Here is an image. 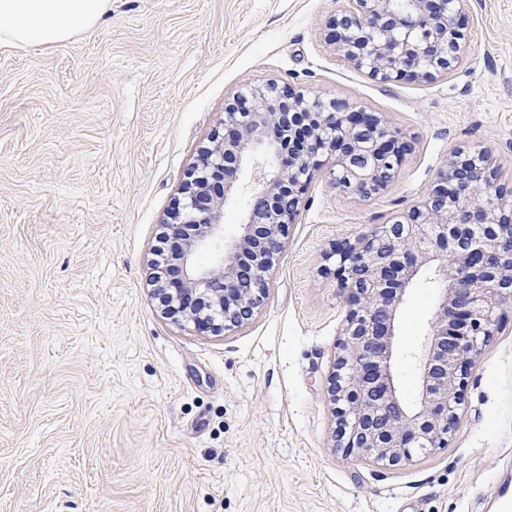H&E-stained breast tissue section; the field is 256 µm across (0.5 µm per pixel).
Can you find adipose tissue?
<instances>
[{"label":"adipose tissue","instance_id":"1","mask_svg":"<svg viewBox=\"0 0 512 512\" xmlns=\"http://www.w3.org/2000/svg\"><path fill=\"white\" fill-rule=\"evenodd\" d=\"M112 0H0V43L52 46L93 30Z\"/></svg>","mask_w":512,"mask_h":512}]
</instances>
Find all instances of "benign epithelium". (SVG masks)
<instances>
[{
	"label": "benign epithelium",
	"mask_w": 512,
	"mask_h": 512,
	"mask_svg": "<svg viewBox=\"0 0 512 512\" xmlns=\"http://www.w3.org/2000/svg\"><path fill=\"white\" fill-rule=\"evenodd\" d=\"M410 4L398 13L390 0H350L336 22V52L385 82L448 73L464 38V0ZM404 151L401 132L344 99L311 97L275 80L241 89L224 107V134L211 137L162 223L169 247L157 249L150 277L162 311L214 333L242 326L264 300L314 158L331 156L334 187L369 200L397 178ZM246 167L260 179L226 242L224 206L244 191ZM221 241L218 264L202 263V252ZM327 259L349 302L327 390L335 446L387 465L446 447L469 366L512 303V202L495 168L485 155L459 153L423 201ZM425 269L440 288L430 333L415 353L419 390L410 406L396 383L395 338L405 296Z\"/></svg>",
	"instance_id": "benign-epithelium-1"
}]
</instances>
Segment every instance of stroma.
Returning <instances> with one entry per match:
<instances>
[{"mask_svg": "<svg viewBox=\"0 0 512 512\" xmlns=\"http://www.w3.org/2000/svg\"><path fill=\"white\" fill-rule=\"evenodd\" d=\"M347 0H112L53 47H0V512H483L512 470V308L475 359L448 445L375 465L334 445L347 292L327 255L420 201L458 151L512 190V0H466L460 62L381 82L329 41ZM275 80L380 113L408 149L359 201L322 160L242 327L175 321L150 291L161 224L239 89ZM438 284L403 304L395 372Z\"/></svg>", "mask_w": 512, "mask_h": 512, "instance_id": "35a3bbf8", "label": "stroma"}]
</instances>
